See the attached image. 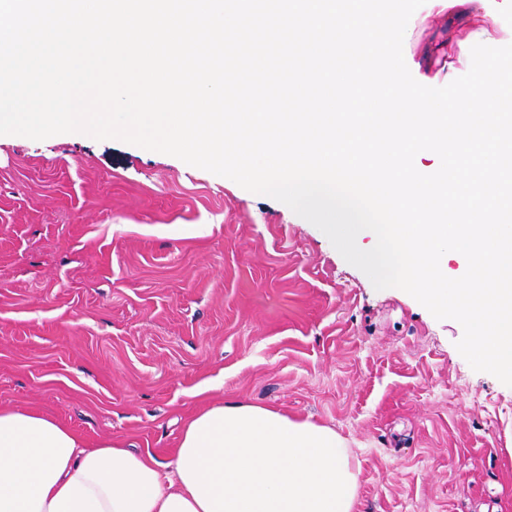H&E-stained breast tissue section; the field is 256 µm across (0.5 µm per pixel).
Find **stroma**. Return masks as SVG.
<instances>
[{"label":"stroma","instance_id":"35a3bbf8","mask_svg":"<svg viewBox=\"0 0 512 512\" xmlns=\"http://www.w3.org/2000/svg\"><path fill=\"white\" fill-rule=\"evenodd\" d=\"M287 205L82 133L0 137V403L171 460L206 406L336 431L353 512H512V387Z\"/></svg>","mask_w":512,"mask_h":512}]
</instances>
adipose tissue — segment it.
<instances>
[{
	"label": "adipose tissue",
	"mask_w": 512,
	"mask_h": 512,
	"mask_svg": "<svg viewBox=\"0 0 512 512\" xmlns=\"http://www.w3.org/2000/svg\"><path fill=\"white\" fill-rule=\"evenodd\" d=\"M488 0H433L447 39L415 55L465 62L475 19L496 28ZM357 472L328 427L260 405L221 402L185 426L174 460L136 454L118 438L84 446L34 410L0 405V512H353Z\"/></svg>",
	"instance_id": "1"
}]
</instances>
